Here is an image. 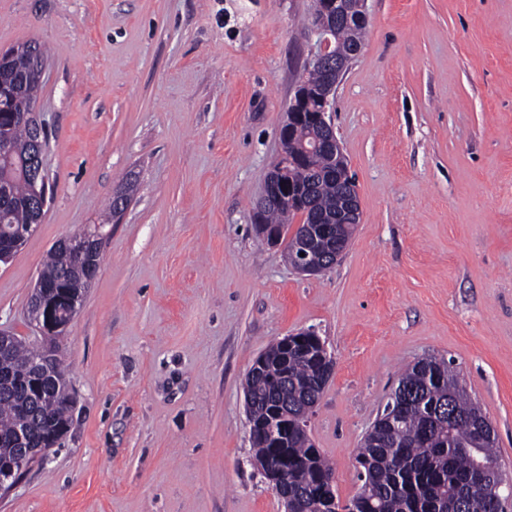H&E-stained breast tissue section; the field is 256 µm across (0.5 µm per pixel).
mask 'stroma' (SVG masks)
<instances>
[{
	"label": "stroma",
	"mask_w": 512,
	"mask_h": 512,
	"mask_svg": "<svg viewBox=\"0 0 512 512\" xmlns=\"http://www.w3.org/2000/svg\"><path fill=\"white\" fill-rule=\"evenodd\" d=\"M312 0H0V52L46 50L36 104L53 189L0 266V329L68 236L103 225L60 342L76 398L60 451L0 512H284L244 382L314 330L335 371L308 432L341 501L401 367L453 360L512 478V0H367L334 122L361 203L335 266L293 270L254 228ZM128 199L110 224L100 218Z\"/></svg>",
	"instance_id": "35a3bbf8"
}]
</instances>
